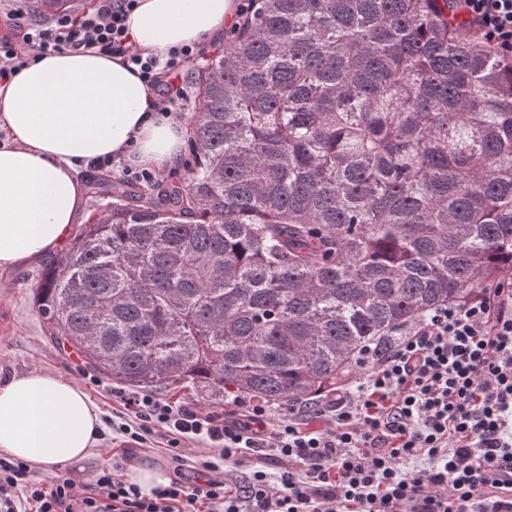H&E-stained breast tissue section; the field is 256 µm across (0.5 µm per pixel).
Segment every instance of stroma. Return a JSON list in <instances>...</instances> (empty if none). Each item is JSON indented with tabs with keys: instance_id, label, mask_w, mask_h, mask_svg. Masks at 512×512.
<instances>
[{
	"instance_id": "35a3bbf8",
	"label": "stroma",
	"mask_w": 512,
	"mask_h": 512,
	"mask_svg": "<svg viewBox=\"0 0 512 512\" xmlns=\"http://www.w3.org/2000/svg\"><path fill=\"white\" fill-rule=\"evenodd\" d=\"M46 264V259L41 258L0 273V319L9 321L7 334H0V382L38 368L77 383L97 406L101 419L119 415L122 406L116 383L108 379L99 386L90 383L82 358L70 348L57 345L46 333L35 305V287ZM120 446L117 439L98 440L81 462L61 469L46 468L42 474L53 477L64 473L90 480L100 465L111 461L114 449Z\"/></svg>"
}]
</instances>
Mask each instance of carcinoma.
I'll use <instances>...</instances> for the list:
<instances>
[{"instance_id":"obj_1","label":"carcinoma","mask_w":512,"mask_h":512,"mask_svg":"<svg viewBox=\"0 0 512 512\" xmlns=\"http://www.w3.org/2000/svg\"><path fill=\"white\" fill-rule=\"evenodd\" d=\"M193 162L44 269L49 335L130 389L312 404L512 282V57L448 0H252L192 76Z\"/></svg>"}]
</instances>
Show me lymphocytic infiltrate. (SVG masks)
Wrapping results in <instances>:
<instances>
[{
	"instance_id": "1",
	"label": "lymphocytic infiltrate",
	"mask_w": 512,
	"mask_h": 512,
	"mask_svg": "<svg viewBox=\"0 0 512 512\" xmlns=\"http://www.w3.org/2000/svg\"><path fill=\"white\" fill-rule=\"evenodd\" d=\"M137 0H97L80 16L36 20L0 0V81L29 58L68 49L121 58L157 91L164 112L185 111L181 73L199 53L160 57L134 46ZM480 33L512 55V0H456ZM352 386L324 407L326 430L251 401L242 419L175 407L150 393L124 397L116 432L126 446L89 482L45 481L28 462L0 458V512H512V286L432 311L386 354L361 351ZM165 442L168 485L142 492L125 467L153 438ZM207 456L190 458V445Z\"/></svg>"
}]
</instances>
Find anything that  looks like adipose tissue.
<instances>
[{"label":"adipose tissue","mask_w":512,"mask_h":512,"mask_svg":"<svg viewBox=\"0 0 512 512\" xmlns=\"http://www.w3.org/2000/svg\"><path fill=\"white\" fill-rule=\"evenodd\" d=\"M238 9L236 0H138L128 32L162 54L218 38ZM156 102L122 60L65 49L0 82V271L65 247L84 208L81 164L120 154L162 175L179 166L189 129ZM100 427L97 407L67 379L33 370L0 384V455L38 468L77 463Z\"/></svg>","instance_id":"adipose-tissue-1"}]
</instances>
